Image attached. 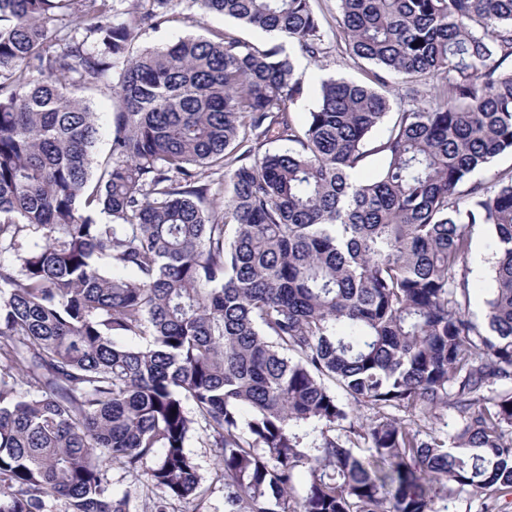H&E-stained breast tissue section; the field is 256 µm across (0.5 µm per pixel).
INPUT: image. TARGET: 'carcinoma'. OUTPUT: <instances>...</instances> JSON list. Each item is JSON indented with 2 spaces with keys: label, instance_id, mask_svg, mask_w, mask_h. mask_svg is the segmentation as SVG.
I'll use <instances>...</instances> for the list:
<instances>
[{
  "label": "carcinoma",
  "instance_id": "carcinoma-1",
  "mask_svg": "<svg viewBox=\"0 0 512 512\" xmlns=\"http://www.w3.org/2000/svg\"><path fill=\"white\" fill-rule=\"evenodd\" d=\"M117 2L0 0V512H132L108 464L144 476L154 512L200 502L197 426L224 512L511 494L512 171L478 174L512 154V0H336L370 83L320 79L301 128L285 42L324 53L312 0H195L262 48L228 31L139 48L170 0ZM109 75L99 160L97 113L69 88ZM205 170L224 171L222 221ZM476 225L495 243L480 322Z\"/></svg>",
  "mask_w": 512,
  "mask_h": 512
}]
</instances>
